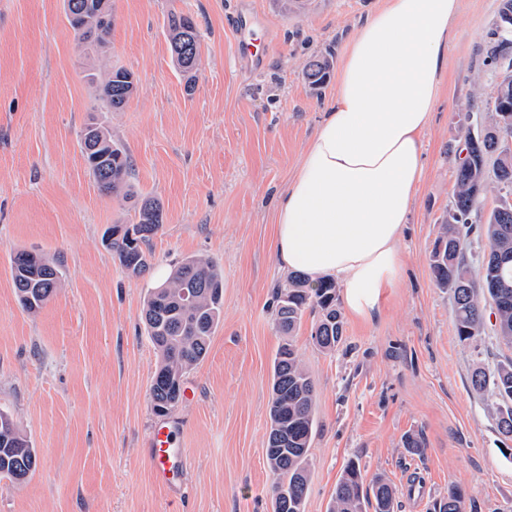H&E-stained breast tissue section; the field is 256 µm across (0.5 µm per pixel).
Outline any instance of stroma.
Here are the masks:
<instances>
[{
	"label": "stroma",
	"instance_id": "stroma-1",
	"mask_svg": "<svg viewBox=\"0 0 512 512\" xmlns=\"http://www.w3.org/2000/svg\"><path fill=\"white\" fill-rule=\"evenodd\" d=\"M385 0H113L102 53L81 50L63 0H0V412L36 449L23 487L0 480V512H272L266 460L273 362L282 337L274 290L288 274L273 252L274 206L293 178L336 89L313 88L315 58L339 69L345 43ZM500 0H460L425 137V178L401 243L403 268L371 317L343 312L344 338L318 348L305 316L293 340L315 386L316 431L304 512H328L344 468L395 489L394 512H431L455 487L464 512H512V440L497 399L471 385L476 368L512 357L492 304L484 329L456 335L453 300L430 255L453 202L471 121L485 120L495 80L483 60ZM201 34L193 90L172 57L170 11ZM263 58L236 54L246 15ZM106 64L132 71L123 111L100 109L85 79ZM96 118L131 157V196L102 195L79 135ZM157 198L164 223L147 245L149 274L128 275L102 244L132 223L138 197ZM53 258L61 286L42 310L22 309L10 260ZM224 280V318L206 358L185 376L192 397L155 413L159 353L144 325L149 291L188 257ZM176 429L185 495L155 483L146 438ZM421 444L419 453L406 446Z\"/></svg>",
	"mask_w": 512,
	"mask_h": 512
}]
</instances>
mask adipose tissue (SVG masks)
I'll return each instance as SVG.
<instances>
[{
    "mask_svg": "<svg viewBox=\"0 0 512 512\" xmlns=\"http://www.w3.org/2000/svg\"><path fill=\"white\" fill-rule=\"evenodd\" d=\"M458 0H386L348 42L336 91L276 203L280 268L340 284L367 317L398 280L425 175L424 135Z\"/></svg>",
    "mask_w": 512,
    "mask_h": 512,
    "instance_id": "obj_1",
    "label": "adipose tissue"
}]
</instances>
